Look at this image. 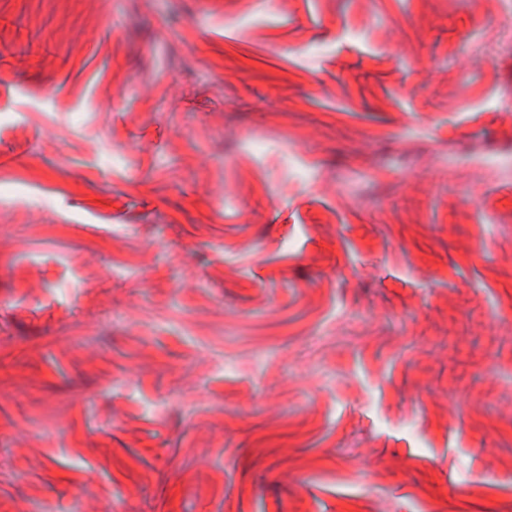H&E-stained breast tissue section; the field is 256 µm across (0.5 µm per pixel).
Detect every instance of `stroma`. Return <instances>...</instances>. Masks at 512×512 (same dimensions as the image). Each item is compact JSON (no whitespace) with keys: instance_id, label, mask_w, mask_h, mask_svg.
<instances>
[{"instance_id":"obj_1","label":"stroma","mask_w":512,"mask_h":512,"mask_svg":"<svg viewBox=\"0 0 512 512\" xmlns=\"http://www.w3.org/2000/svg\"><path fill=\"white\" fill-rule=\"evenodd\" d=\"M508 26L0 0V512H512Z\"/></svg>"}]
</instances>
